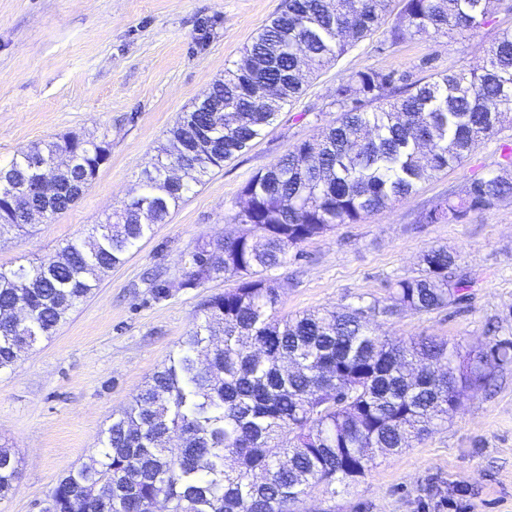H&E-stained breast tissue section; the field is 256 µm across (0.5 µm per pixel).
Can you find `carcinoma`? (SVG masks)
Returning <instances> with one entry per match:
<instances>
[{
  "mask_svg": "<svg viewBox=\"0 0 512 512\" xmlns=\"http://www.w3.org/2000/svg\"><path fill=\"white\" fill-rule=\"evenodd\" d=\"M390 0H287L207 94L224 102V123L203 107L181 113L170 150L141 174L142 192L124 203L118 223L92 225L93 245L72 241L57 260L0 267V370L52 336L100 276L122 264L192 189L247 149L348 43L379 27ZM388 31L406 35L474 31L490 0H401ZM386 100L372 112L365 102ZM336 120L282 155L245 185L232 224L249 229L217 236L183 258L178 284L197 288L217 278L235 286L203 303V320L177 357L156 371L103 433L98 459L62 477L49 495L52 512H298L315 489L336 494L374 464L399 455L469 392L486 388L512 364V341L474 353L433 336L391 340L371 321L402 311L429 314L452 306L470 288L456 256L432 247L418 275L400 279L380 301L334 310L277 315L279 287L266 272L288 263L291 249L338 224H357L417 186L460 164L512 123V31L502 33L468 70L407 83L392 72L361 71L336 88ZM192 155L189 180L170 184L173 150ZM68 153V172L49 159ZM108 159L104 142L52 138L19 151L0 167V235L22 231L13 189L30 187L31 206L53 216L74 204ZM53 184L33 189L34 176ZM512 197V150L501 172L448 194L422 215L451 224ZM24 310L17 319L18 309ZM19 460L0 446V498L11 490Z\"/></svg>",
  "mask_w": 512,
  "mask_h": 512,
  "instance_id": "carcinoma-1",
  "label": "carcinoma"
}]
</instances>
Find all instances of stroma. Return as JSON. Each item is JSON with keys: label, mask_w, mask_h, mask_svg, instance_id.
<instances>
[{"label": "stroma", "mask_w": 512, "mask_h": 512, "mask_svg": "<svg viewBox=\"0 0 512 512\" xmlns=\"http://www.w3.org/2000/svg\"><path fill=\"white\" fill-rule=\"evenodd\" d=\"M285 0H0V165L60 136L94 137L109 157L68 210L28 233L0 237V266L57 256L91 224L142 191L141 172L168 145L181 112L203 98ZM505 30L512 0H493L473 32L406 36L385 29L316 73L252 146L195 186L166 222L102 276L55 334L0 371V446L20 460L0 512H44L51 490L91 462L113 418L201 322L202 303L231 288L221 278L179 287L183 256L201 241L241 232L229 216L242 189L279 156L336 118L334 92L360 71L427 80L476 63ZM512 129L358 224H340L290 251L270 270L280 314L384 299L416 275L424 251L458 256L472 286L459 304L430 314L378 317L380 335H429L477 351L512 340V198L454 224H423V212L469 181L500 171ZM172 282L152 292L153 275ZM512 512V365L490 389L465 397L446 423L399 455L378 457L345 491L306 497L300 512Z\"/></svg>", "instance_id": "stroma-1"}]
</instances>
